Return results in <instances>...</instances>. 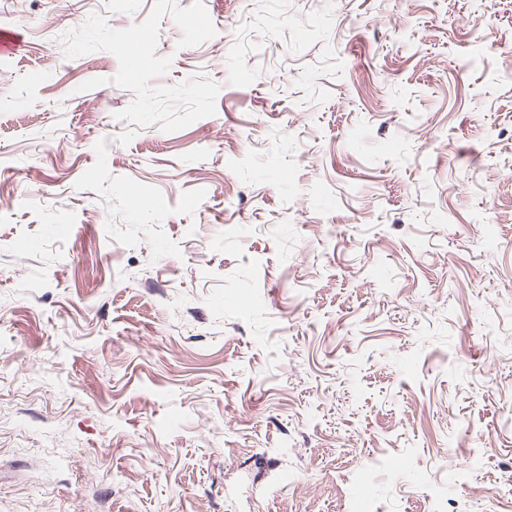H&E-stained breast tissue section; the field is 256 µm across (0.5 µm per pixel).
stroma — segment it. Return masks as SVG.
<instances>
[{"instance_id": "obj_1", "label": "stroma", "mask_w": 512, "mask_h": 512, "mask_svg": "<svg viewBox=\"0 0 512 512\" xmlns=\"http://www.w3.org/2000/svg\"><path fill=\"white\" fill-rule=\"evenodd\" d=\"M155 4L0 0V512H512V0L164 14L174 132Z\"/></svg>"}]
</instances>
